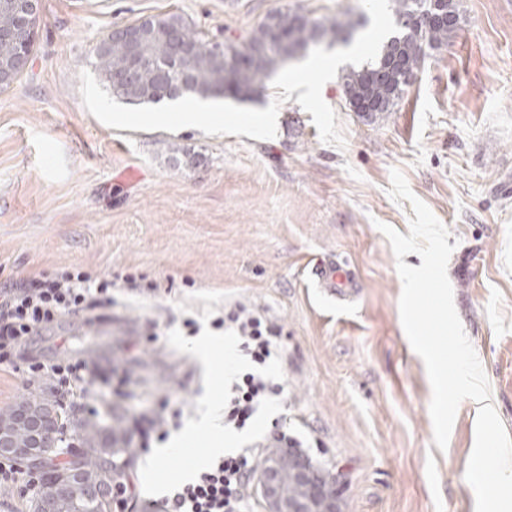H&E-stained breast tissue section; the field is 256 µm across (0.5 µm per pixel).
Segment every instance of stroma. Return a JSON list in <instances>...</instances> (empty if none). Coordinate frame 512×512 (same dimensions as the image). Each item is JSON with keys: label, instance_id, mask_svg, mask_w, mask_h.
Masks as SVG:
<instances>
[{"label": "stroma", "instance_id": "35a3bbf8", "mask_svg": "<svg viewBox=\"0 0 512 512\" xmlns=\"http://www.w3.org/2000/svg\"><path fill=\"white\" fill-rule=\"evenodd\" d=\"M461 23L428 50L392 111L350 110L340 79L322 96L345 148L323 143L312 116L281 104L277 135L111 128L85 108L80 76L112 28L177 13L206 38L236 41L272 11L367 18L360 0H39L29 65L0 91V289L77 268L113 288L115 307L63 316L0 363V408L36 392L66 403L34 364L83 358L98 394L81 419L128 432L124 480L134 512H162L208 436L143 485L151 449L224 399L195 354L196 335L240 303L281 326L265 368L283 392L240 432L237 449L286 435L344 482V512H479L501 476L479 453L512 452V0H457ZM448 227L454 305L491 397L464 400L446 449L433 442L431 385L404 332L402 281L386 223L408 234L409 201L388 195L391 169ZM334 260L358 281L337 303L311 279ZM198 322L190 333L185 318Z\"/></svg>", "mask_w": 512, "mask_h": 512}]
</instances>
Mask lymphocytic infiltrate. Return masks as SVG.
Instances as JSON below:
<instances>
[{
    "label": "lymphocytic infiltrate",
    "mask_w": 512,
    "mask_h": 512,
    "mask_svg": "<svg viewBox=\"0 0 512 512\" xmlns=\"http://www.w3.org/2000/svg\"><path fill=\"white\" fill-rule=\"evenodd\" d=\"M99 301L84 273L40 275L19 288L0 291V359L28 341L35 331L59 316L76 310H93ZM215 326L230 330L240 341V350L251 362L265 365L278 354L280 329L260 313L242 305L226 309ZM50 378L64 386L72 405L86 406L97 398L85 360L66 367L53 366ZM282 391L264 374L248 372L232 382L224 395V425L245 428L259 408ZM260 448H247L236 456L216 459L197 478L181 485L166 500L167 512H236L246 492L247 473Z\"/></svg>",
    "instance_id": "1"
}]
</instances>
